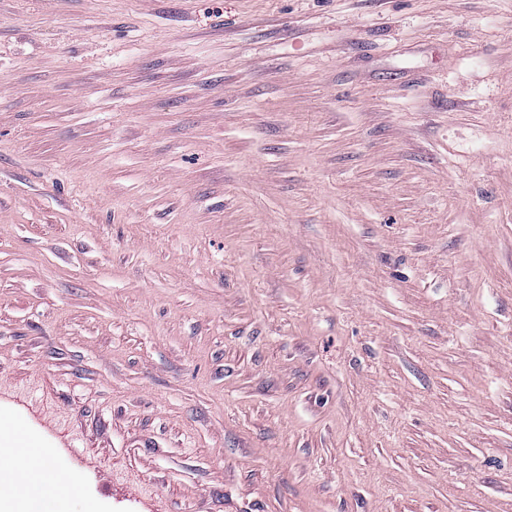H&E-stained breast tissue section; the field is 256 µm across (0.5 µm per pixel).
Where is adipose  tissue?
Returning a JSON list of instances; mask_svg holds the SVG:
<instances>
[{
    "instance_id": "obj_1",
    "label": "adipose tissue",
    "mask_w": 512,
    "mask_h": 512,
    "mask_svg": "<svg viewBox=\"0 0 512 512\" xmlns=\"http://www.w3.org/2000/svg\"><path fill=\"white\" fill-rule=\"evenodd\" d=\"M63 479L40 444L17 446L12 429L0 424V512H69L58 492Z\"/></svg>"
}]
</instances>
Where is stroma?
I'll return each instance as SVG.
<instances>
[{
  "instance_id": "obj_1",
  "label": "stroma",
  "mask_w": 512,
  "mask_h": 512,
  "mask_svg": "<svg viewBox=\"0 0 512 512\" xmlns=\"http://www.w3.org/2000/svg\"><path fill=\"white\" fill-rule=\"evenodd\" d=\"M73 512H512V0H0V417Z\"/></svg>"
}]
</instances>
